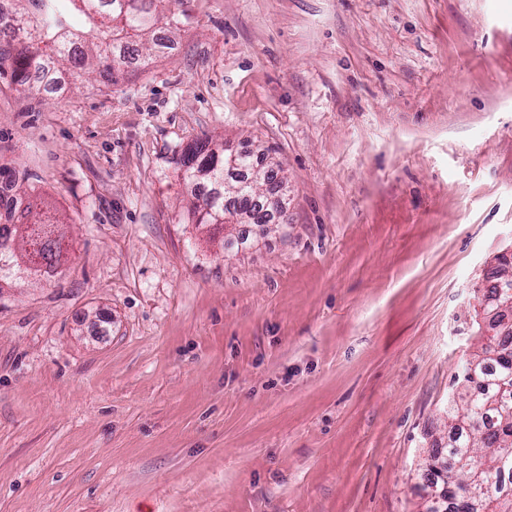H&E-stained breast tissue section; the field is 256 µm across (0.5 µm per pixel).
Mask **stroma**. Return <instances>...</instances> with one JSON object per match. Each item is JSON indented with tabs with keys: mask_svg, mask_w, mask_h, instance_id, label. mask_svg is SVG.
I'll return each mask as SVG.
<instances>
[{
	"mask_svg": "<svg viewBox=\"0 0 512 512\" xmlns=\"http://www.w3.org/2000/svg\"><path fill=\"white\" fill-rule=\"evenodd\" d=\"M117 84L0 75V168L68 245L0 280V512H424L512 250V0H173ZM288 221L197 224L196 140Z\"/></svg>",
	"mask_w": 512,
	"mask_h": 512,
	"instance_id": "stroma-1",
	"label": "stroma"
}]
</instances>
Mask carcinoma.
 <instances>
[{
  "label": "carcinoma",
  "mask_w": 512,
  "mask_h": 512,
  "mask_svg": "<svg viewBox=\"0 0 512 512\" xmlns=\"http://www.w3.org/2000/svg\"><path fill=\"white\" fill-rule=\"evenodd\" d=\"M10 16H0V71L9 64L11 78L24 85L31 70L68 67L73 83L98 73L115 84L126 64L122 51H140L156 24L174 16L153 10L164 0H16ZM180 165L184 178L209 184L214 191L196 196L193 217L198 224H269L280 217L268 202H280L283 177L265 155L249 150L237 153V164L227 167L224 152L209 148L201 139L186 152ZM16 225L0 228V279L22 271L12 247ZM39 260L36 271L57 272L67 246L53 232H37ZM493 347L466 361L463 377L473 392L462 404L448 406L455 422L448 446L437 448L433 459L444 457L461 463L458 475L481 472L492 497L491 512H512V499L502 494L512 484V454L495 465L498 449H512V390L502 391L499 380L512 373V332L492 337ZM448 503L438 502L431 512H470L462 493L448 491Z\"/></svg>",
  "instance_id": "1"
}]
</instances>
